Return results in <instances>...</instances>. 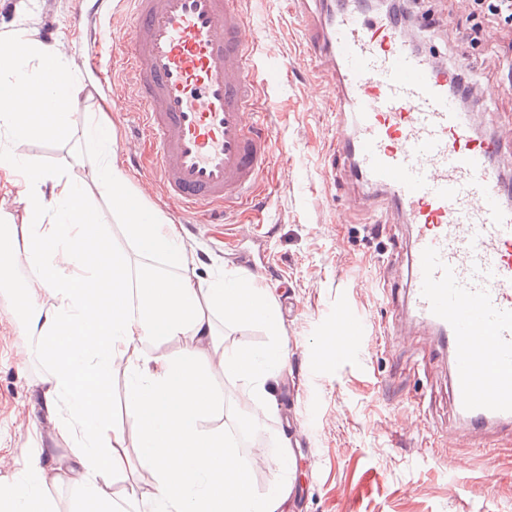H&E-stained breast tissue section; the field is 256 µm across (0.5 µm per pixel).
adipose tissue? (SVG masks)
<instances>
[{
	"mask_svg": "<svg viewBox=\"0 0 512 512\" xmlns=\"http://www.w3.org/2000/svg\"><path fill=\"white\" fill-rule=\"evenodd\" d=\"M17 85L27 89L28 114L0 108V185H24L23 216L0 211V278H10L16 263L32 274L19 296L20 328L38 339L44 397L58 416L53 431L70 453L55 467L53 449H28L16 482L0 484V512H59L54 493L65 480L76 489L72 512H278L283 489L255 494L251 454H239L232 436L207 426L224 408L212 372L233 373L260 399L285 366L274 302L248 275L203 281L189 269L178 225L136 193L105 113H86L81 128L94 149L90 182L66 166L32 165L20 153L30 137L72 135L70 116L83 87L62 45L13 30L0 48V93ZM99 197L111 206L121 239L102 220ZM219 317L260 325L273 341L252 351L225 346ZM150 341L180 348L133 358ZM115 373L126 378L129 420L126 430L111 432ZM130 435L154 490L121 501L111 486L129 465Z\"/></svg>",
	"mask_w": 512,
	"mask_h": 512,
	"instance_id": "1",
	"label": "adipose tissue"
}]
</instances>
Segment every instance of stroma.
Segmentation results:
<instances>
[{"mask_svg":"<svg viewBox=\"0 0 512 512\" xmlns=\"http://www.w3.org/2000/svg\"><path fill=\"white\" fill-rule=\"evenodd\" d=\"M447 26L427 30L424 50L454 60L460 48L455 30L471 25L460 0H441ZM86 0H0V42L16 28L37 39L63 42L86 97L73 113L97 111L127 96L130 77L116 71L104 81L88 64L86 37L74 24ZM260 38L257 55L270 71L261 89L266 119L292 160L264 179L276 191L261 216L229 212L220 224H197L181 236L191 266L203 280L254 262L264 270L255 280L267 289L280 313L279 341L288 349L287 366L269 383L267 414L250 436L236 434L239 450L263 443L270 458L254 472L251 488L262 493L288 484L279 512H512V432L461 427L448 399L450 360L431 346L432 332L406 312L404 301L412 230L381 225L369 234L376 203L363 186L332 174L325 160L337 154L328 110L333 82L325 64L304 50L302 5L295 0H245ZM463 72L484 90L481 134L499 138L497 164L512 178V96L493 94L498 71L512 66V33L489 24L473 47ZM21 153L46 167L67 165L88 180L91 151L82 139L60 143L31 138ZM347 304L364 330L355 350L325 343L326 318ZM14 302L0 296V483L15 480L18 461L41 445L67 455L55 442L42 393L45 367L35 353L37 340L19 332ZM398 330V343L388 340ZM305 390L302 414L311 427L308 444L292 446V473L278 461L288 440L282 393L293 383ZM419 415L424 430L406 426ZM30 420L37 435L16 429Z\"/></svg>","mask_w":512,"mask_h":512,"instance_id":"1","label":"stroma"}]
</instances>
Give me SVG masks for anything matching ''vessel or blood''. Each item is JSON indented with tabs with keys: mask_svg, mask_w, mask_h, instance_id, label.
Returning <instances> with one entry per match:
<instances>
[{
	"mask_svg": "<svg viewBox=\"0 0 512 512\" xmlns=\"http://www.w3.org/2000/svg\"><path fill=\"white\" fill-rule=\"evenodd\" d=\"M306 49L327 62L336 137L355 181L411 226L406 306L451 360L449 389L475 427H512V204L477 137L479 112L449 91L455 77L413 31L365 0H300ZM132 20L112 59L143 108L145 158L164 198L197 224L256 207L277 140L257 121L259 68L240 0H122ZM337 339L361 325L346 305Z\"/></svg>",
	"mask_w": 512,
	"mask_h": 512,
	"instance_id": "vessel-or-blood-1",
	"label": "vessel or blood"
}]
</instances>
